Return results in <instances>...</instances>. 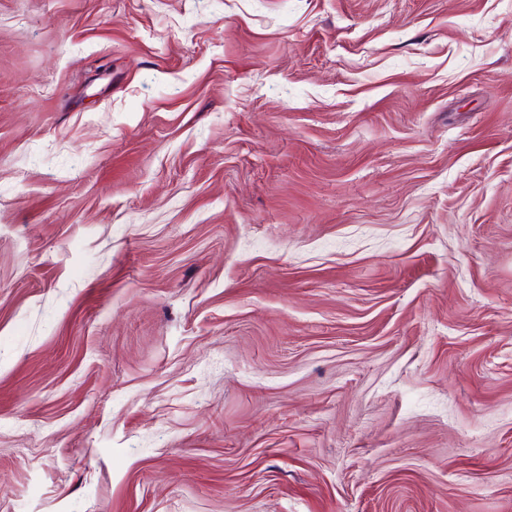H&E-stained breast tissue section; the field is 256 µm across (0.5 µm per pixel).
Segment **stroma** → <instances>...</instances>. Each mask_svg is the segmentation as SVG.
<instances>
[{"label":"stroma","instance_id":"obj_1","mask_svg":"<svg viewBox=\"0 0 512 512\" xmlns=\"http://www.w3.org/2000/svg\"><path fill=\"white\" fill-rule=\"evenodd\" d=\"M0 512H512V0H0Z\"/></svg>","mask_w":512,"mask_h":512}]
</instances>
